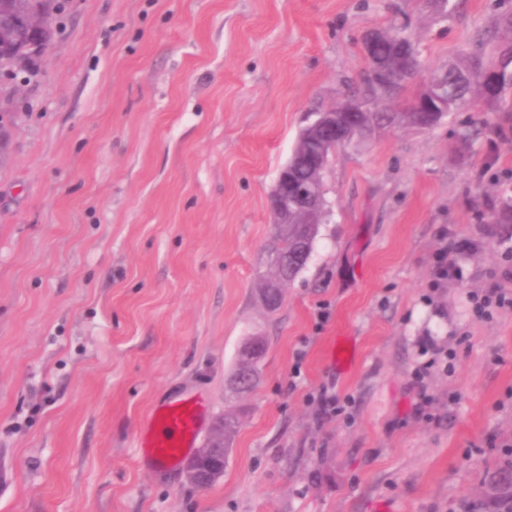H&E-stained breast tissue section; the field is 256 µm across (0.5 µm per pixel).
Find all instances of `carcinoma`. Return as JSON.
I'll list each match as a JSON object with an SVG mask.
<instances>
[{"instance_id":"obj_1","label":"carcinoma","mask_w":512,"mask_h":512,"mask_svg":"<svg viewBox=\"0 0 512 512\" xmlns=\"http://www.w3.org/2000/svg\"><path fill=\"white\" fill-rule=\"evenodd\" d=\"M54 9V0H0V72H15L16 62L24 59L31 62L35 57L33 51L34 35L23 25V19L30 14H40L47 19ZM389 38L375 44L371 54L384 61L383 69L375 72L369 68L364 72L363 89L350 95L357 101L362 111L357 113L354 124L355 137L367 138L375 133L383 123L415 128L418 125L420 109L417 100L423 95L418 91L403 112H381L379 103L383 100H397L407 90L408 84L421 71V62L410 64L399 56L398 43L413 41L404 23L388 29ZM496 66L501 69V78L495 89H489L477 70L479 63ZM435 78L448 83V96L441 99L442 106L439 118L458 112L469 104L482 103L488 112H511L512 108L503 105L506 92L512 89V40H500L489 52L484 54L480 48L466 60L452 64L446 69L435 73ZM315 120L306 125L297 139V146L292 151L290 160L295 173L296 183L308 180L312 175L322 177L329 158L340 144L333 142L321 127L325 113H314ZM298 199L297 189H288L289 211L294 213L298 224L275 225L276 247L272 255L288 251L294 238L302 235L307 225L303 219L316 221L313 229H318L327 213L324 203L313 208L296 206L293 201ZM489 219L494 224L512 223V198H506L498 207L491 209ZM501 478L495 482V498L491 500L495 512H512V460L499 470Z\"/></svg>"}]
</instances>
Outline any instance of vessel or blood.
Returning <instances> with one entry per match:
<instances>
[{
    "label": "vessel or blood",
    "instance_id": "obj_1",
    "mask_svg": "<svg viewBox=\"0 0 512 512\" xmlns=\"http://www.w3.org/2000/svg\"><path fill=\"white\" fill-rule=\"evenodd\" d=\"M199 432L197 402L191 399L166 402L154 409L139 446L150 466L173 467L195 448Z\"/></svg>",
    "mask_w": 512,
    "mask_h": 512
}]
</instances>
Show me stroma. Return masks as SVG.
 Returning a JSON list of instances; mask_svg holds the SVG:
<instances>
[{
    "instance_id": "obj_1",
    "label": "stroma",
    "mask_w": 512,
    "mask_h": 512,
    "mask_svg": "<svg viewBox=\"0 0 512 512\" xmlns=\"http://www.w3.org/2000/svg\"><path fill=\"white\" fill-rule=\"evenodd\" d=\"M512 0H60L34 74H0V512H462L512 454V112L337 149L333 214L278 311L268 196L311 113L407 20L423 75ZM450 250L463 280L436 276ZM267 350L231 385L242 343ZM348 340L345 368L333 343ZM344 411L327 417L321 395ZM239 416L223 478L148 466L154 406ZM471 300L475 312L479 315L489 314L492 308H512V292L509 293L505 288H490L482 295H472Z\"/></svg>"
}]
</instances>
